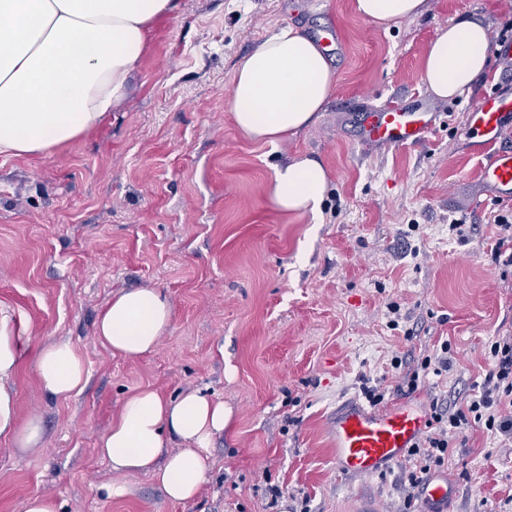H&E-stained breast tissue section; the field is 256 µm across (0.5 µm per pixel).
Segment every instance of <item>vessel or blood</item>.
I'll return each mask as SVG.
<instances>
[{"instance_id": "vessel-or-blood-1", "label": "vessel or blood", "mask_w": 512, "mask_h": 512, "mask_svg": "<svg viewBox=\"0 0 512 512\" xmlns=\"http://www.w3.org/2000/svg\"><path fill=\"white\" fill-rule=\"evenodd\" d=\"M467 119L490 153L480 169L483 184L498 193L512 194V148L502 147L504 136L512 134V94L496 90L484 95L472 105ZM435 121V113L426 108L370 106L358 116V140L365 146L383 148L413 146L435 131ZM425 430L424 416L410 409L368 410L348 404L337 412L330 432L341 471L363 476L405 463Z\"/></svg>"}]
</instances>
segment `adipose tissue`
<instances>
[{
    "mask_svg": "<svg viewBox=\"0 0 512 512\" xmlns=\"http://www.w3.org/2000/svg\"><path fill=\"white\" fill-rule=\"evenodd\" d=\"M425 0H355L357 16L383 27L421 15ZM179 0H0V156L36 158L76 142L115 111L160 23ZM490 62L489 28L478 20L449 24L428 47L422 80L438 98L462 93ZM336 75L323 49L285 25L239 58L230 91L235 126L248 139L276 145L313 124ZM329 185L317 160L272 166L269 197L280 212L320 216ZM173 311L155 288L115 293L96 323L112 355L137 359L154 351ZM30 355L41 390L59 401L87 387L86 361L66 339L33 349L0 311V438L20 451L41 444V418L20 419L14 378ZM230 415L198 392L166 396L141 387L126 396L96 452L114 475L108 493L127 492L126 478L150 475L174 502L194 500L209 479L210 449ZM181 441L173 449V441Z\"/></svg>",
    "mask_w": 512,
    "mask_h": 512,
    "instance_id": "obj_1",
    "label": "adipose tissue"
}]
</instances>
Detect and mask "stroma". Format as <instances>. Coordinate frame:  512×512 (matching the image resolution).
I'll return each instance as SVG.
<instances>
[{
    "label": "stroma",
    "instance_id": "obj_1",
    "mask_svg": "<svg viewBox=\"0 0 512 512\" xmlns=\"http://www.w3.org/2000/svg\"><path fill=\"white\" fill-rule=\"evenodd\" d=\"M179 4L99 127L46 158L0 157V308L32 343L70 340L90 371L85 391L61 402L22 361L19 415H39L45 436L23 453L0 438V512H23L36 494L60 512H355L361 499L405 512L408 465L339 474L329 425L339 406L365 403V380L385 389L387 408L474 397L492 341L512 334V266L491 253L493 215L512 198L480 192L487 155L466 119L512 76L490 63L448 99L421 82L449 23L511 27L512 0H426L386 29L361 21L354 0ZM323 23L344 50L328 58L336 82L317 122L274 147L244 138L229 112L237 60L278 27ZM391 100L432 105L435 134L417 147L362 146L358 112ZM299 155L329 172L316 220L275 210L266 192L272 164ZM476 192L480 204L461 210ZM146 286L169 298L171 326L152 353L112 356L98 315L115 292ZM445 340L448 370L397 393L392 358L421 361ZM146 386L199 390L231 411L192 501H169L143 474L125 497L106 491L97 441ZM456 440L440 470L447 512H512V440L481 423Z\"/></svg>",
    "mask_w": 512,
    "mask_h": 512
}]
</instances>
